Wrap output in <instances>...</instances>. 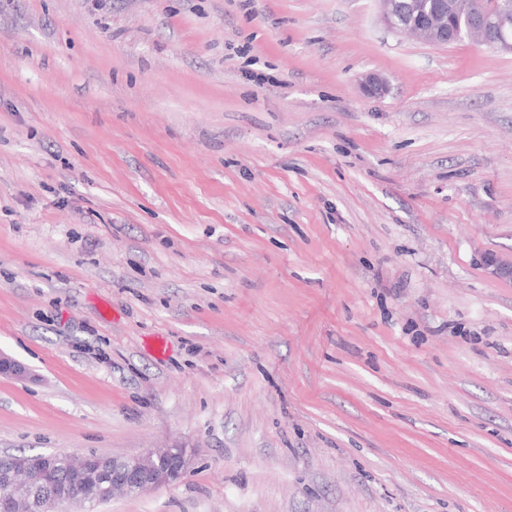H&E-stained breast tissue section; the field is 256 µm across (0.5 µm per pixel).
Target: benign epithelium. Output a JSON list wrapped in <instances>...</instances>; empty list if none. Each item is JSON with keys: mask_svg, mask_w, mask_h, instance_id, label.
<instances>
[{"mask_svg": "<svg viewBox=\"0 0 512 512\" xmlns=\"http://www.w3.org/2000/svg\"><path fill=\"white\" fill-rule=\"evenodd\" d=\"M387 27L395 32L417 34L428 42L448 44V18L459 22L462 38L512 53V6L508 0H442L432 7L424 0H377ZM484 264L493 274L512 280V262L493 255L484 257ZM0 375L17 380L35 378L23 363L0 352ZM189 453L185 448H156L132 457H114L112 462L99 455L72 458L71 468L77 477L65 482L36 457H25L5 475L10 504L22 512H45L72 503L95 512L98 505L119 493L138 495L159 486L180 481L187 473ZM112 470V481L102 486L101 475Z\"/></svg>", "mask_w": 512, "mask_h": 512, "instance_id": "benign-epithelium-1", "label": "benign epithelium"}]
</instances>
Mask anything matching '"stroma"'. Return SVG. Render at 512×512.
<instances>
[{"label": "stroma", "mask_w": 512, "mask_h": 512, "mask_svg": "<svg viewBox=\"0 0 512 512\" xmlns=\"http://www.w3.org/2000/svg\"><path fill=\"white\" fill-rule=\"evenodd\" d=\"M487 253L512 53L377 0H0V454L192 453L99 512H512Z\"/></svg>", "instance_id": "obj_1"}]
</instances>
